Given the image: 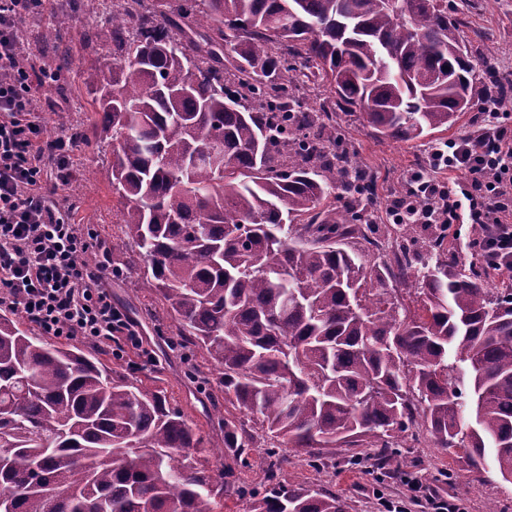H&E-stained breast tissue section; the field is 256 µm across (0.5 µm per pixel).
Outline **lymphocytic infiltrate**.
Returning a JSON list of instances; mask_svg holds the SVG:
<instances>
[{"label":"lymphocytic infiltrate","mask_w":512,"mask_h":512,"mask_svg":"<svg viewBox=\"0 0 512 512\" xmlns=\"http://www.w3.org/2000/svg\"><path fill=\"white\" fill-rule=\"evenodd\" d=\"M30 0H0V304H9L47 336H83L103 347L142 349L138 323L112 302L104 281L109 260L90 266L94 245L58 200L66 184V135L45 140V117L32 100V72L21 69V23ZM483 130L427 148V166L409 187L426 203L409 210L403 197L385 201L394 223L483 224L474 255L489 269L512 268V124L499 108L482 111ZM466 173L443 181L442 170Z\"/></svg>","instance_id":"1"}]
</instances>
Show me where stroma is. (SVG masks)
<instances>
[{
	"label": "stroma",
	"instance_id": "obj_1",
	"mask_svg": "<svg viewBox=\"0 0 512 512\" xmlns=\"http://www.w3.org/2000/svg\"><path fill=\"white\" fill-rule=\"evenodd\" d=\"M453 2L467 46L496 65L512 69V0H479L472 9L465 0ZM57 14L69 17L65 39L69 70L62 85L45 81L34 89L47 113H66V131L74 138L65 204L72 209V223L93 229L97 235L99 246L84 254L85 263L92 266L106 257L121 269V277L109 282L112 302L139 323L144 342L154 354L150 363L135 350L108 353L102 361L115 374L163 391L170 408L193 423L206 448L223 447L224 423L213 410L214 404L224 399L218 383L220 367L204 349L185 348L177 323L158 294L142 287L145 265L133 257L134 248L119 222V209L106 178L112 144L92 127L98 74L113 63L104 10L98 0H46L42 10L23 22L24 51L36 65L53 63L54 46L44 34ZM342 127L357 165L377 175L379 196L384 199L403 192V178L424 162L426 146L478 133L480 123L474 109L461 114L448 131L411 141L375 138L353 115L344 117ZM245 426L252 429L255 443L244 458H211L204 463L213 485H221L229 470L246 490L242 497H215V512H250V494L263 491L265 470L274 450L288 459L280 475L282 482L335 493L345 501L348 512H384L386 501L402 503L406 512H429L424 496H414L406 485L409 476L418 478L426 493L458 500L466 512H512V481L502 478L494 460H487L482 469H472L454 451L436 447L422 428L404 433L399 439L397 463L382 467L377 463L376 448L365 444L327 448L321 459L315 460L297 448H274L253 421H246Z\"/></svg>",
	"mask_w": 512,
	"mask_h": 512
}]
</instances>
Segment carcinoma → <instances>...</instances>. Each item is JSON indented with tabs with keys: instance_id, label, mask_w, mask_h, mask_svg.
<instances>
[{
	"instance_id": "carcinoma-1",
	"label": "carcinoma",
	"mask_w": 512,
	"mask_h": 512,
	"mask_svg": "<svg viewBox=\"0 0 512 512\" xmlns=\"http://www.w3.org/2000/svg\"><path fill=\"white\" fill-rule=\"evenodd\" d=\"M94 129L146 284L222 367L224 405L319 458L424 427L512 479V285L448 269L447 235L371 258L375 178L337 113L408 141L448 130L512 75L477 67L448 0H116ZM313 93L306 107L299 92ZM216 144L222 162L205 157ZM418 284L416 306L388 280ZM454 361H448V354ZM7 512H214L202 438L158 391L0 315ZM254 437L224 418L218 457ZM266 472L253 512H347Z\"/></svg>"
}]
</instances>
